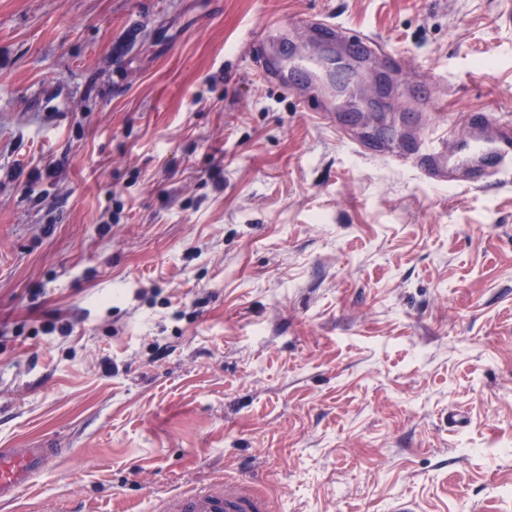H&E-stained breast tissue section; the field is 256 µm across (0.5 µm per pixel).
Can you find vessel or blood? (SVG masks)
Instances as JSON below:
<instances>
[{
	"label": "vessel or blood",
	"instance_id": "1",
	"mask_svg": "<svg viewBox=\"0 0 512 512\" xmlns=\"http://www.w3.org/2000/svg\"><path fill=\"white\" fill-rule=\"evenodd\" d=\"M306 27L317 40L353 47L370 55L374 63L390 59L389 53L373 51L367 35L328 19L307 20ZM495 127L496 119L489 114L473 122L463 153L457 156L451 150L456 142V131L446 124L414 140L396 159L434 184L452 182L449 163L453 160L466 169L471 185L485 186L488 177L494 175L507 182L512 180V134L503 132L489 137V130ZM57 451L58 446L51 439L32 448H0V501L14 498L28 486L49 465ZM155 512H271V507L267 496L254 489L248 480L228 478L169 495L159 502Z\"/></svg>",
	"mask_w": 512,
	"mask_h": 512
}]
</instances>
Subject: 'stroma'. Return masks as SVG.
I'll return each mask as SVG.
<instances>
[{"instance_id":"obj_1","label":"stroma","mask_w":512,"mask_h":512,"mask_svg":"<svg viewBox=\"0 0 512 512\" xmlns=\"http://www.w3.org/2000/svg\"><path fill=\"white\" fill-rule=\"evenodd\" d=\"M317 15L361 112L260 75ZM481 112L512 0H0V448L61 443L0 512H512V185L373 154ZM305 24L310 35L319 41L337 42L353 47L370 56L375 64H381L392 59L395 60V63H398V58H395L394 55L386 52H375L367 35L336 24V22L328 20L327 17L309 19L306 20ZM155 512H270L267 496L243 478L197 484L163 498Z\"/></svg>"}]
</instances>
